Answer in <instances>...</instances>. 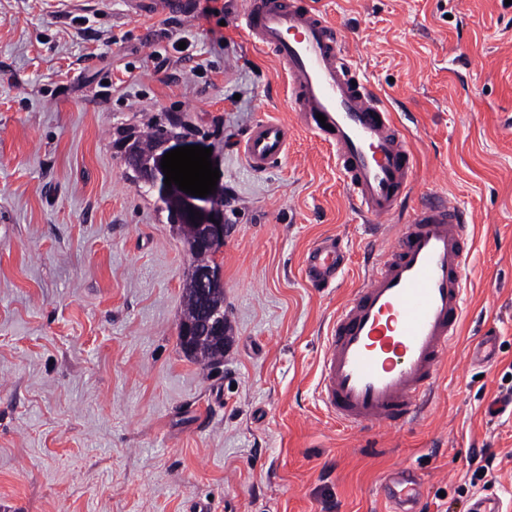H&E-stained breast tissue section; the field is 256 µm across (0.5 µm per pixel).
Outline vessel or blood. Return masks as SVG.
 <instances>
[{"label":"vessel or blood","mask_w":512,"mask_h":512,"mask_svg":"<svg viewBox=\"0 0 512 512\" xmlns=\"http://www.w3.org/2000/svg\"><path fill=\"white\" fill-rule=\"evenodd\" d=\"M189 0H127L131 13H187ZM248 40L285 68L298 125L336 151L348 204L373 227L402 220L395 244L372 262L365 281L328 324L318 382L321 402L348 427L391 429L413 421L438 384L465 304L472 245L469 214L435 195L402 215L414 187L409 138L390 107L357 69L346 43L305 0H247L235 17ZM263 171L288 154V127L260 121L241 145ZM344 256L335 238L308 252L305 276L316 288L335 280ZM406 512L416 498L408 472L379 486Z\"/></svg>","instance_id":"vessel-or-blood-1"}]
</instances>
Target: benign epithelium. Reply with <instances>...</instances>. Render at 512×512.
I'll return each mask as SVG.
<instances>
[{
	"label": "benign epithelium",
	"instance_id": "benign-epithelium-1",
	"mask_svg": "<svg viewBox=\"0 0 512 512\" xmlns=\"http://www.w3.org/2000/svg\"><path fill=\"white\" fill-rule=\"evenodd\" d=\"M175 140L172 134H164L159 138L149 164V171L152 172L149 186L159 192L160 199L170 204L176 223L190 225L195 236L192 249L217 253L224 246L226 230L224 188L220 186L205 197H195L179 190L175 184L165 187L161 160L164 154L174 149L172 142ZM193 210L198 212L195 217L191 216Z\"/></svg>",
	"mask_w": 512,
	"mask_h": 512
}]
</instances>
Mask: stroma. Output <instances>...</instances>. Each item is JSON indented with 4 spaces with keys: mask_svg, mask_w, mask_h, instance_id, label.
Segmentation results:
<instances>
[{
    "mask_svg": "<svg viewBox=\"0 0 512 512\" xmlns=\"http://www.w3.org/2000/svg\"><path fill=\"white\" fill-rule=\"evenodd\" d=\"M244 2L200 19L0 0V512H388L376 490L401 467L421 512H468L478 492L512 507V414L485 411L512 388V0H309L406 126V208L439 193L472 217L461 333L431 407L388 430L337 423L317 383L330 319L400 226L349 209L334 148L236 28ZM170 117L224 187L214 367L179 345L191 257L118 144ZM262 120L291 138L257 172L240 141ZM326 236L347 262L317 289L303 260ZM489 333L494 363L471 361Z\"/></svg>",
    "mask_w": 512,
    "mask_h": 512,
    "instance_id": "1",
    "label": "stroma"
}]
</instances>
